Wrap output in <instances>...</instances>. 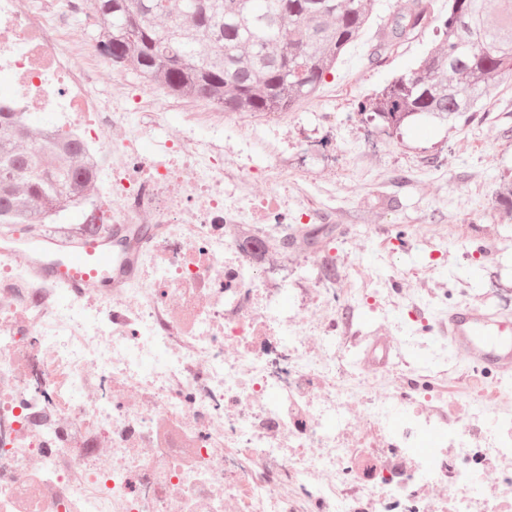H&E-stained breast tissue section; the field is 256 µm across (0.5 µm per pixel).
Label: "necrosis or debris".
Returning <instances> with one entry per match:
<instances>
[{
    "mask_svg": "<svg viewBox=\"0 0 512 512\" xmlns=\"http://www.w3.org/2000/svg\"><path fill=\"white\" fill-rule=\"evenodd\" d=\"M88 5L0 0V105L81 143L95 178L71 207L161 231L113 290L0 265V512H512V397L462 384L461 414L447 370L408 369L385 393L362 381L355 418L336 343L374 298L365 269L345 276L352 308L304 300L273 248L287 201L252 177L224 189L230 113L177 103L181 132L146 155L154 91L102 87L105 62L69 34Z\"/></svg>",
    "mask_w": 512,
    "mask_h": 512,
    "instance_id": "obj_1",
    "label": "necrosis or debris"
}]
</instances>
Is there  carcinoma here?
<instances>
[{
  "instance_id": "1",
  "label": "carcinoma",
  "mask_w": 512,
  "mask_h": 512,
  "mask_svg": "<svg viewBox=\"0 0 512 512\" xmlns=\"http://www.w3.org/2000/svg\"><path fill=\"white\" fill-rule=\"evenodd\" d=\"M96 47L112 66L134 72L174 96L226 112H290L315 95L342 52L360 36L375 0H91ZM428 6L399 14L392 33L420 27ZM439 42L408 74L393 80L366 121L396 131L412 117L446 120L473 111L496 82L512 77V0H448ZM51 121L0 106V224H35L90 188L79 148L49 132ZM335 227L304 235L281 228L286 244L324 253L321 277L338 271L326 254Z\"/></svg>"
}]
</instances>
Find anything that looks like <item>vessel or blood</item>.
Wrapping results in <instances>:
<instances>
[{
	"label": "vessel or blood",
	"instance_id": "1",
	"mask_svg": "<svg viewBox=\"0 0 512 512\" xmlns=\"http://www.w3.org/2000/svg\"><path fill=\"white\" fill-rule=\"evenodd\" d=\"M157 232L142 224H116L110 234L79 242L42 236L30 241L28 254L46 279L64 282L79 294L89 281L86 269L96 264L106 271L108 283L119 287L137 270L139 252ZM438 333L449 348L466 354L484 375H512V315L481 305L449 309L437 322Z\"/></svg>",
	"mask_w": 512,
	"mask_h": 512
}]
</instances>
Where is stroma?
<instances>
[{
	"label": "stroma",
	"instance_id": "1",
	"mask_svg": "<svg viewBox=\"0 0 512 512\" xmlns=\"http://www.w3.org/2000/svg\"><path fill=\"white\" fill-rule=\"evenodd\" d=\"M415 2L377 0L316 96L279 121L238 113L224 129L227 159L255 175L272 166L264 148L276 142L288 179L268 186L292 198L289 223L335 226L339 272L360 264L371 278L416 290L427 317L467 303L512 307V210L497 203L512 184V78L478 111L448 121L412 118L389 134L357 113L437 43L435 18L446 0H430L422 28L383 43L393 16ZM356 330L347 352L354 372L384 376L389 387L404 367H428L442 355L433 334L416 331L406 312L391 313L382 300L358 309ZM372 336L392 347L384 367L363 361Z\"/></svg>",
	"mask_w": 512,
	"mask_h": 512
}]
</instances>
